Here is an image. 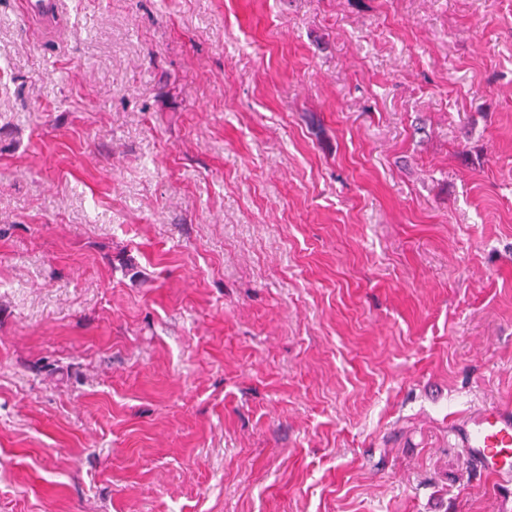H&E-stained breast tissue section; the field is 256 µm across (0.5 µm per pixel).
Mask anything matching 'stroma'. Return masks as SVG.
<instances>
[{
  "instance_id": "stroma-1",
  "label": "stroma",
  "mask_w": 512,
  "mask_h": 512,
  "mask_svg": "<svg viewBox=\"0 0 512 512\" xmlns=\"http://www.w3.org/2000/svg\"><path fill=\"white\" fill-rule=\"evenodd\" d=\"M0 0V512H512V0ZM451 435L478 473L505 489L512 485V408H476L452 427Z\"/></svg>"
}]
</instances>
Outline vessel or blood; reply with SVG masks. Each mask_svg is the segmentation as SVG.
Here are the masks:
<instances>
[{"mask_svg":"<svg viewBox=\"0 0 512 512\" xmlns=\"http://www.w3.org/2000/svg\"><path fill=\"white\" fill-rule=\"evenodd\" d=\"M472 467L512 486V408L487 405L476 408L451 429Z\"/></svg>","mask_w":512,"mask_h":512,"instance_id":"1","label":"vessel or blood"}]
</instances>
